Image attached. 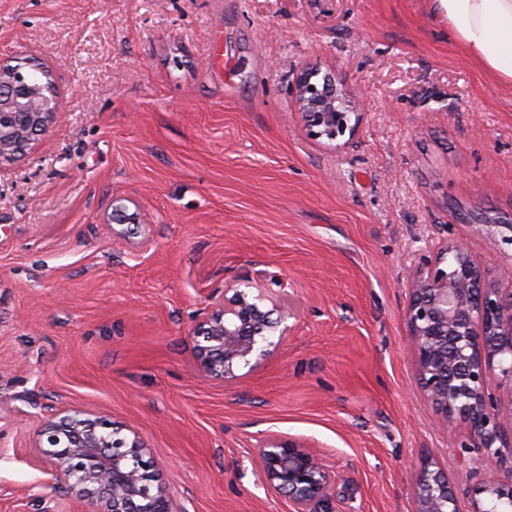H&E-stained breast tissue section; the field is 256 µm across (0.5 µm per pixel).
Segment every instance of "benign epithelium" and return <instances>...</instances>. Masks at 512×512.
Returning <instances> with one entry per match:
<instances>
[{
    "mask_svg": "<svg viewBox=\"0 0 512 512\" xmlns=\"http://www.w3.org/2000/svg\"><path fill=\"white\" fill-rule=\"evenodd\" d=\"M292 91L309 135L336 140L353 135L361 113L337 88L333 76L316 69L301 72ZM58 103L42 98L27 69L0 67V163L28 153L46 136ZM406 310L410 350L428 401L444 423L454 416L468 425L464 447L484 453L497 469L501 449L512 446V413L504 415L488 393L494 380L512 394V291L486 282L466 246L453 242L426 258L412 281ZM269 301L271 307L263 305ZM294 313L280 299L252 295L228 283L224 299L193 328L195 357L206 380L226 381L236 370L272 353L284 337L281 324ZM40 447L71 493L95 499L97 512H169L167 490L151 460L144 459L138 435L122 434L112 419L75 412L48 423ZM258 466L269 486L291 499L297 512H317L330 499L333 480L319 455L295 440L271 439L259 450ZM415 512H457L448 477L426 467L414 475ZM486 505L475 512H500L512 502V483L492 477L481 487Z\"/></svg>",
    "mask_w": 512,
    "mask_h": 512,
    "instance_id": "obj_1",
    "label": "benign epithelium"
}]
</instances>
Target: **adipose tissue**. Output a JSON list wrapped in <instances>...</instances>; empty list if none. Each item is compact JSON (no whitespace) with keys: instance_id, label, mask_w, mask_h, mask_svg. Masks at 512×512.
I'll list each match as a JSON object with an SVG mask.
<instances>
[{"instance_id":"obj_1","label":"adipose tissue","mask_w":512,"mask_h":512,"mask_svg":"<svg viewBox=\"0 0 512 512\" xmlns=\"http://www.w3.org/2000/svg\"><path fill=\"white\" fill-rule=\"evenodd\" d=\"M453 41L492 79L512 86V0H435Z\"/></svg>"}]
</instances>
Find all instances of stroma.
<instances>
[{
  "instance_id": "obj_1",
  "label": "stroma",
  "mask_w": 512,
  "mask_h": 512,
  "mask_svg": "<svg viewBox=\"0 0 512 512\" xmlns=\"http://www.w3.org/2000/svg\"><path fill=\"white\" fill-rule=\"evenodd\" d=\"M24 62L58 115L0 166V512H95L39 448L76 410L139 434L171 512H295L257 465L274 437L322 458L328 512H414L424 466L473 512L485 459L439 424L406 309L456 241L512 291V86L431 0H0ZM312 66L360 99L352 137L308 136ZM229 282L277 291L290 332L205 382L191 329Z\"/></svg>"
}]
</instances>
